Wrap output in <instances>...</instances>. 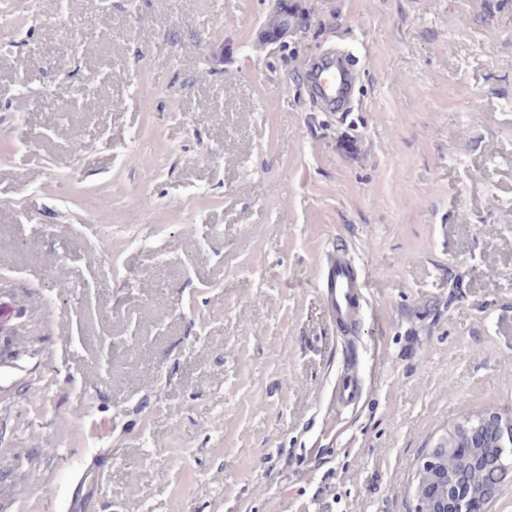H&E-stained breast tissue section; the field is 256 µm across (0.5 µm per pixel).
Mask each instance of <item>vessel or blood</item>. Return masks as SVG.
Masks as SVG:
<instances>
[{"label":"vessel or blood","instance_id":"1","mask_svg":"<svg viewBox=\"0 0 512 512\" xmlns=\"http://www.w3.org/2000/svg\"><path fill=\"white\" fill-rule=\"evenodd\" d=\"M311 96L334 112L346 109L354 87L353 65L343 55L328 52L304 69ZM318 291L333 324L345 334L355 333L370 305L366 276L358 274L348 249L336 247L325 254L318 276ZM364 397L360 377H345L332 392L338 410L359 405Z\"/></svg>","mask_w":512,"mask_h":512}]
</instances>
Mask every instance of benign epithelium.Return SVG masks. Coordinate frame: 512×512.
Segmentation results:
<instances>
[{"mask_svg": "<svg viewBox=\"0 0 512 512\" xmlns=\"http://www.w3.org/2000/svg\"><path fill=\"white\" fill-rule=\"evenodd\" d=\"M512 484V420L467 418L429 453L417 477L415 512H485Z\"/></svg>", "mask_w": 512, "mask_h": 512, "instance_id": "benign-epithelium-1", "label": "benign epithelium"}]
</instances>
